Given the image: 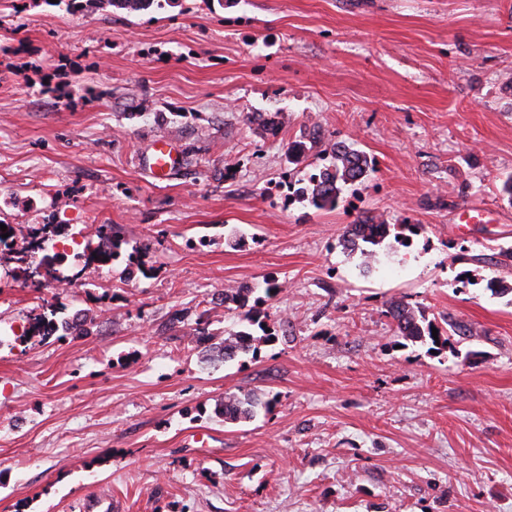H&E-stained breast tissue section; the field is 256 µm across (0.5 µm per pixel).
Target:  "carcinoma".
<instances>
[{
  "label": "carcinoma",
  "instance_id": "1",
  "mask_svg": "<svg viewBox=\"0 0 512 512\" xmlns=\"http://www.w3.org/2000/svg\"><path fill=\"white\" fill-rule=\"evenodd\" d=\"M85 5L98 3L111 6L117 10H124L129 14L147 11L149 9H163L177 3V0H68L71 9L82 8ZM375 172V163L366 152L352 145L334 144L330 161L322 166L315 165L312 172L295 181L297 188L292 195L297 199L308 202L317 210H333L336 208L341 195L345 190L362 183ZM422 226L419 224H388L384 221L375 222L371 216H366L344 228L342 239L345 249L350 252L360 251L363 258L375 255L373 247L381 245L388 237L402 246L406 241L420 235ZM101 237L108 242V247L86 254V262L106 264V261L115 259L119 255L120 241L117 232L109 224L100 228ZM257 288H231L224 292L225 311L236 315L241 328L229 334V337L238 339L233 345L221 343L224 347V360H234L241 355L258 353L259 345L271 341L274 333L266 331L261 323L256 305L274 299L280 292L276 279L268 278L263 281V295L251 298ZM386 316L391 319L395 336L413 343L426 341L437 346L448 345L449 333L463 332L461 326L450 325L446 330L438 328V337H433L432 328L435 324L426 319L422 313L416 311L404 301H394L389 304ZM87 333L84 321L72 320L62 315L61 308L53 303H46L40 314L31 318L27 335L23 340L38 339L47 341L53 336H82ZM272 400L261 401L251 393L233 396L224 401L216 414L224 418V422H241L254 418L262 409L268 410Z\"/></svg>",
  "mask_w": 512,
  "mask_h": 512
}]
</instances>
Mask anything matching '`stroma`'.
Instances as JSON below:
<instances>
[{
	"label": "stroma",
	"instance_id": "35a3bbf8",
	"mask_svg": "<svg viewBox=\"0 0 512 512\" xmlns=\"http://www.w3.org/2000/svg\"><path fill=\"white\" fill-rule=\"evenodd\" d=\"M315 127L377 165L332 211L288 199ZM510 176L512 0H0V222L18 250L58 225L78 283L33 288L0 253V512H512V294L485 288L512 283ZM365 216L423 231L368 271L341 243ZM102 224L122 256L85 265ZM269 277L275 341L218 360L198 318L238 330L216 295ZM400 298L467 335L394 336ZM47 300L90 334L21 341ZM247 391L269 411L216 416ZM178 0H85V6L98 3L111 6L116 10H124L128 14L147 11L149 9H164L165 6H172ZM149 150L145 165L157 179L169 175L179 162V150L169 137L154 139Z\"/></svg>",
	"mask_w": 512,
	"mask_h": 512
}]
</instances>
